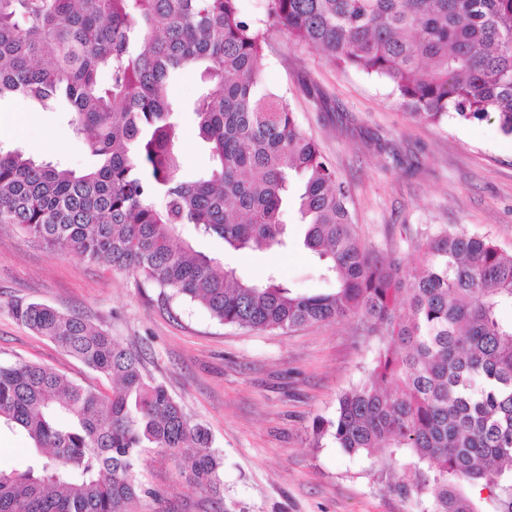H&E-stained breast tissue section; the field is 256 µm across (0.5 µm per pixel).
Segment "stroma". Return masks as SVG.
<instances>
[{
    "instance_id": "obj_1",
    "label": "stroma",
    "mask_w": 512,
    "mask_h": 512,
    "mask_svg": "<svg viewBox=\"0 0 512 512\" xmlns=\"http://www.w3.org/2000/svg\"><path fill=\"white\" fill-rule=\"evenodd\" d=\"M240 7L267 30V88L285 96L347 185L354 231L371 254L413 267L426 232L448 225L512 252V135L496 116L418 122L385 79L332 66L290 39L268 20L266 0ZM0 147L78 172L92 162L62 115L16 98L0 100ZM180 236L241 278H261L275 261L301 291L330 287L306 250L230 252L189 225ZM32 301L77 314L138 351L144 373L212 436L222 498L191 489L169 457L149 453L137 469L148 493L135 512H412L370 459L316 434L334 418L339 394L375 365L378 343L359 320L274 331L225 325L197 303L166 299L142 277L50 250L1 224L0 363L45 365L103 391L110 381L15 319L14 306Z\"/></svg>"
}]
</instances>
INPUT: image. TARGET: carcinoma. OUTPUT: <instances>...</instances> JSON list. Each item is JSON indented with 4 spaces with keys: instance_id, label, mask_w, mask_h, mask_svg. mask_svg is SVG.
Listing matches in <instances>:
<instances>
[{
    "instance_id": "obj_1",
    "label": "carcinoma",
    "mask_w": 512,
    "mask_h": 512,
    "mask_svg": "<svg viewBox=\"0 0 512 512\" xmlns=\"http://www.w3.org/2000/svg\"><path fill=\"white\" fill-rule=\"evenodd\" d=\"M268 18L324 59L387 80L423 122L497 116L512 134V0H267ZM263 28L239 0H0V99L62 112L92 165L78 173L0 148V224L89 262L134 272L226 325L292 329L356 318L376 366L319 428L419 512H512V253L440 228L420 270L370 257L348 191L284 96L267 90ZM200 72L184 106L172 88ZM209 150L184 172L180 115ZM334 291L258 280L179 239L192 224L225 249L288 248L286 215ZM15 318L115 384L112 395L27 361L0 364V428L33 445L0 469V512H131L143 455L169 456L221 498V458L139 355L39 302Z\"/></svg>"
}]
</instances>
